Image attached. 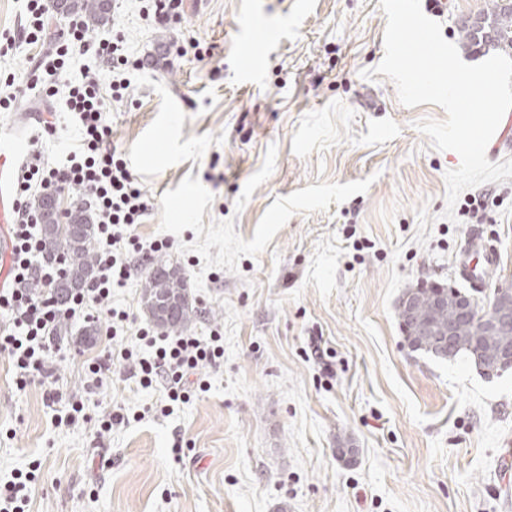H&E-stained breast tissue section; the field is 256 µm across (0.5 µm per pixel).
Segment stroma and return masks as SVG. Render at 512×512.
Wrapping results in <instances>:
<instances>
[{"mask_svg": "<svg viewBox=\"0 0 512 512\" xmlns=\"http://www.w3.org/2000/svg\"><path fill=\"white\" fill-rule=\"evenodd\" d=\"M38 43L17 41L25 0H0V77L16 104L0 132L25 128L59 166L80 140L65 100L101 62L66 59L56 96L29 87L69 20L46 13ZM277 41L244 52L246 29ZM379 0H183L172 24L141 0H112L89 36L124 39L140 60L121 101H108L112 144L149 202L135 234L139 269L114 287L128 313L93 344L68 322L51 378L26 387L0 355V481L34 471L27 512H512L499 466L512 448V369L484 377L464 357L412 350L396 307L410 288L454 287L488 304L512 288V178L464 190L445 218L446 172L460 157L431 147L385 75ZM60 115L45 134L41 116ZM491 193L481 227L499 259L480 286L460 275L472 206ZM168 241L198 308L188 335L220 334L224 359L198 375L205 391L169 401L128 370L87 386L110 350L150 352L141 289L149 245ZM59 398L49 401V389ZM84 420L66 423L73 404ZM127 424L99 430L108 410ZM356 449L337 457L339 447Z\"/></svg>", "mask_w": 512, "mask_h": 512, "instance_id": "stroma-1", "label": "stroma"}]
</instances>
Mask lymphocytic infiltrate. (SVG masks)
I'll use <instances>...</instances> for the list:
<instances>
[{
	"mask_svg": "<svg viewBox=\"0 0 512 512\" xmlns=\"http://www.w3.org/2000/svg\"><path fill=\"white\" fill-rule=\"evenodd\" d=\"M93 53L109 68V85L113 100H121L128 88L125 71L129 59L120 43L86 40L82 23L71 24L68 37L56 48L51 64L36 74L32 84L46 94H53L62 76L65 58L72 48ZM98 80L86 76L82 83L70 86L68 108L75 115L82 131L81 144L70 154V165L58 169L41 160L26 167L18 186L19 220L12 225L14 243L10 274L11 287L0 290V311L7 320L0 324V353H7L17 370V382L50 376V359L62 349L57 327L65 320H126V313H115L105 302L112 294L113 284L131 278L135 268L127 260L130 252H142L143 246L131 233L140 223L148 204L135 185L126 162L111 147V119L104 107ZM62 185L80 187L89 198L97 215V275L68 306L58 305L52 290L33 294L32 281L52 283L65 270V259L50 264L38 263L43 243L38 237L37 214L27 205L33 192L49 193ZM136 335L153 348L151 358L138 362L139 383L149 387L163 384L171 401L190 399L195 383L193 377L200 363L219 364L224 357L220 336L202 340L194 336H157L150 327L138 328Z\"/></svg>",
	"mask_w": 512,
	"mask_h": 512,
	"instance_id": "obj_1",
	"label": "lymphocytic infiltrate"
}]
</instances>
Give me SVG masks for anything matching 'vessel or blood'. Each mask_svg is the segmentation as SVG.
Wrapping results in <instances>:
<instances>
[{
    "label": "vessel or blood",
    "instance_id": "vessel-or-blood-1",
    "mask_svg": "<svg viewBox=\"0 0 512 512\" xmlns=\"http://www.w3.org/2000/svg\"><path fill=\"white\" fill-rule=\"evenodd\" d=\"M30 144V138L22 133L0 134V255L10 254L14 249L13 240L3 227L16 221L15 181L33 160ZM496 261V253L487 247L480 235L475 234L471 236L460 263V273L463 279L476 281L482 279Z\"/></svg>",
    "mask_w": 512,
    "mask_h": 512
}]
</instances>
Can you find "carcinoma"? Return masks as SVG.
<instances>
[{"mask_svg":"<svg viewBox=\"0 0 512 512\" xmlns=\"http://www.w3.org/2000/svg\"><path fill=\"white\" fill-rule=\"evenodd\" d=\"M111 9V0H66L65 14L79 16L85 30L92 32L108 22ZM460 32L461 43L467 49L512 50V0H492L487 9L478 15L477 21L471 24L463 23ZM34 207L40 213L45 250L67 260L68 268L63 280L84 279L87 271L96 266L94 213L80 203L67 213V223L61 224L59 220L52 219L47 196L43 195L35 200ZM438 290V285L417 289L420 298L417 322L400 321L402 331L414 333L410 346L416 351H423L438 359H453L463 354L473 362L478 360L483 366H490L497 345L505 339L512 341V335L507 338L476 337L472 335L471 328L464 327L448 351L440 350L439 340L431 336L430 332L447 322L451 312H435L430 309L429 295ZM161 292H171L182 297L180 309L169 320H160L154 312L152 301ZM141 301L151 321L171 333L187 329L196 316L194 301L189 298L181 269L163 257L152 259L146 267Z\"/></svg>","mask_w":512,"mask_h":512,"instance_id":"obj_1","label":"carcinoma"}]
</instances>
